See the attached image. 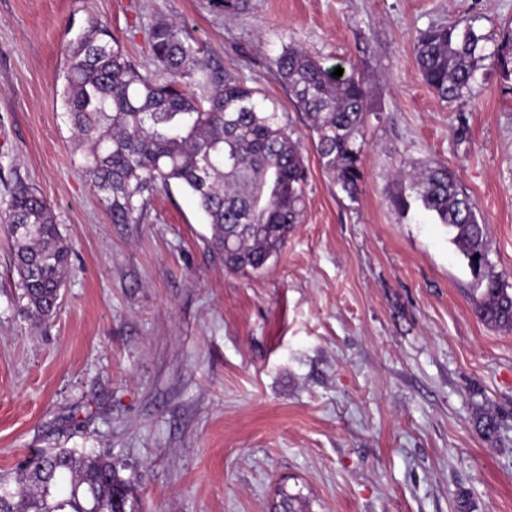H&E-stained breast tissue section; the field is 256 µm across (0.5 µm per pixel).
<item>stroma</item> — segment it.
Here are the masks:
<instances>
[{"instance_id":"obj_1","label":"stroma","mask_w":512,"mask_h":512,"mask_svg":"<svg viewBox=\"0 0 512 512\" xmlns=\"http://www.w3.org/2000/svg\"><path fill=\"white\" fill-rule=\"evenodd\" d=\"M141 66L176 22L302 140L304 220L262 272L225 270L180 188L116 224L77 171L62 105L87 14ZM474 24L487 57L463 99L424 82L420 32ZM357 70L361 181L325 172L276 75L283 47ZM442 162L477 204L512 287V0H0V200L51 203L73 249L56 313L22 314L0 233V476L62 448L111 456L141 512H512V333L480 321L474 277L397 169ZM498 415L489 441L477 408Z\"/></svg>"}]
</instances>
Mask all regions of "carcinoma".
I'll use <instances>...</instances> for the list:
<instances>
[{
	"mask_svg": "<svg viewBox=\"0 0 512 512\" xmlns=\"http://www.w3.org/2000/svg\"><path fill=\"white\" fill-rule=\"evenodd\" d=\"M147 41L155 61L141 69L95 14L68 45L62 103L81 160L79 173L104 194L116 224L138 222L151 196L173 185L189 193L210 225V250L232 272H260L305 213L307 173L299 140L280 115L243 86L173 21L158 19ZM422 79L443 100L471 91L484 37L474 25L432 27L417 39ZM327 174L351 197L361 180L367 91L355 72L335 78L304 50L276 60ZM396 210L421 203L454 233L452 242L477 280L476 316L512 332V291L489 260L487 227L476 204L443 165L409 178ZM0 227L13 239L27 317L58 305L70 248L52 206L22 181L0 203ZM489 440L500 430L489 408L475 414ZM0 512H140L131 479L105 455L62 449L38 453L0 481Z\"/></svg>",
	"mask_w": 512,
	"mask_h": 512,
	"instance_id": "obj_1",
	"label": "carcinoma"
}]
</instances>
